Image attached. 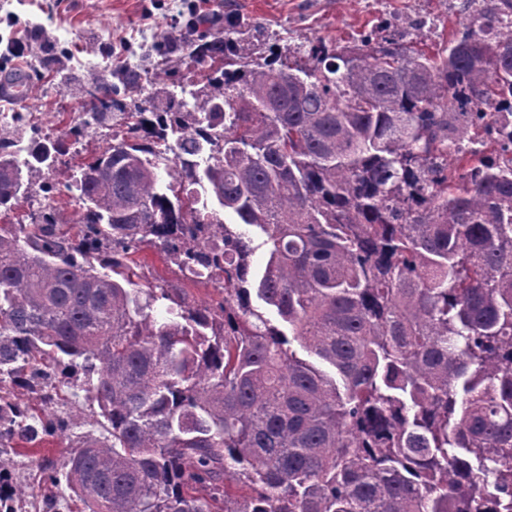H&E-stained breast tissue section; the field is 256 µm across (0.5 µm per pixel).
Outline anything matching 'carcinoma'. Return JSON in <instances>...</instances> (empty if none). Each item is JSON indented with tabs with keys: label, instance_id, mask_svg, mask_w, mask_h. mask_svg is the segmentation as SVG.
<instances>
[{
	"label": "carcinoma",
	"instance_id": "1",
	"mask_svg": "<svg viewBox=\"0 0 512 512\" xmlns=\"http://www.w3.org/2000/svg\"><path fill=\"white\" fill-rule=\"evenodd\" d=\"M459 12L435 56L185 38L203 86L72 168L76 232L0 224V448L66 436L1 393L51 369L109 433L33 460L87 512H512V0ZM58 152L0 147V214ZM144 246L224 300L134 283Z\"/></svg>",
	"mask_w": 512,
	"mask_h": 512
}]
</instances>
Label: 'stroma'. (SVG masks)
I'll return each mask as SVG.
<instances>
[{"mask_svg": "<svg viewBox=\"0 0 512 512\" xmlns=\"http://www.w3.org/2000/svg\"><path fill=\"white\" fill-rule=\"evenodd\" d=\"M458 0H0V71L29 80L19 102L0 101V113H11L0 142L28 145L38 141L60 146L66 163L92 157L112 135L126 134L124 110L143 99L164 108L169 94L196 89L199 75L182 38L196 9L241 24L237 35L246 62L279 55L292 57L299 46L320 40L340 47L357 44L380 21H388L402 44L436 51L462 29ZM137 70L142 81L134 92L119 91L120 106L100 118L88 115V90L104 73L121 78ZM53 212L61 230L79 219V206L67 189L64 166L42 170L32 179L31 196L10 214L9 223ZM129 275L138 284L165 283L181 289L198 304H214L222 294L214 284L185 280L158 248L133 256ZM73 386L62 387L54 406L71 417L68 435L38 446L18 443L16 452L0 453L9 468L29 456L54 460L89 438H104L98 407L72 406Z\"/></svg>", "mask_w": 512, "mask_h": 512, "instance_id": "35a3bbf8", "label": "stroma"}]
</instances>
